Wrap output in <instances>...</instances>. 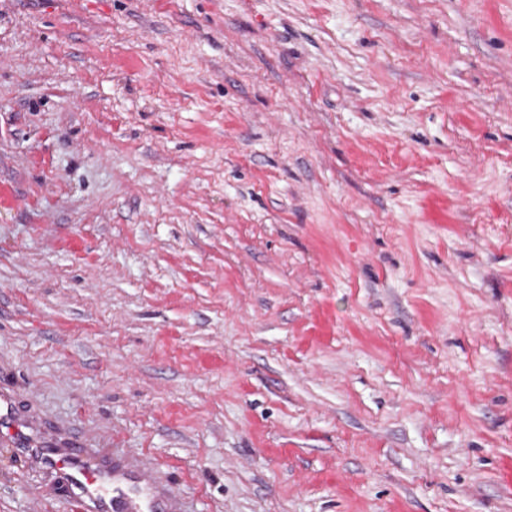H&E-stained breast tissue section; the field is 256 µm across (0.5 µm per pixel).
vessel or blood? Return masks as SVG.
<instances>
[{
    "instance_id": "obj_1",
    "label": "vessel or blood",
    "mask_w": 512,
    "mask_h": 512,
    "mask_svg": "<svg viewBox=\"0 0 512 512\" xmlns=\"http://www.w3.org/2000/svg\"><path fill=\"white\" fill-rule=\"evenodd\" d=\"M0 427L6 428L15 457L64 476L76 512H175L177 508L172 495L156 491L150 468L119 472L110 459L94 458L91 449L44 447L7 412L0 414Z\"/></svg>"
}]
</instances>
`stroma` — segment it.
I'll return each instance as SVG.
<instances>
[{"label": "stroma", "instance_id": "stroma-1", "mask_svg": "<svg viewBox=\"0 0 512 512\" xmlns=\"http://www.w3.org/2000/svg\"><path fill=\"white\" fill-rule=\"evenodd\" d=\"M2 393L183 512H512V0H0Z\"/></svg>", "mask_w": 512, "mask_h": 512}]
</instances>
